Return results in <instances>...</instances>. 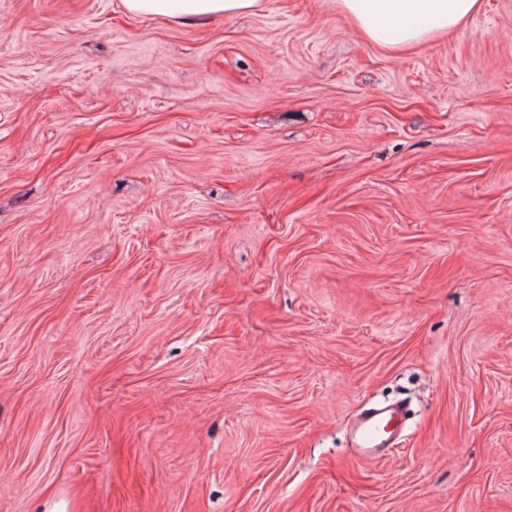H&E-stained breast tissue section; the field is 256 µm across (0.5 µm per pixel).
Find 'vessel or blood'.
<instances>
[{
  "label": "vessel or blood",
  "instance_id": "1",
  "mask_svg": "<svg viewBox=\"0 0 512 512\" xmlns=\"http://www.w3.org/2000/svg\"><path fill=\"white\" fill-rule=\"evenodd\" d=\"M404 412L394 405L372 408L358 416L350 429L351 446L365 461L383 458L385 452L398 446Z\"/></svg>",
  "mask_w": 512,
  "mask_h": 512
}]
</instances>
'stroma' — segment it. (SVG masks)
<instances>
[{
	"label": "stroma",
	"instance_id": "obj_1",
	"mask_svg": "<svg viewBox=\"0 0 512 512\" xmlns=\"http://www.w3.org/2000/svg\"><path fill=\"white\" fill-rule=\"evenodd\" d=\"M0 512H512V0H0ZM133 16H159L188 24H205L217 15L252 14L265 0H122ZM481 0H336L369 41L399 51L456 30ZM404 411L398 406H378L366 415H359L350 429L351 447L365 461H374L399 445Z\"/></svg>",
	"mask_w": 512,
	"mask_h": 512
}]
</instances>
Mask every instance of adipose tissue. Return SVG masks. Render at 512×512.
I'll list each match as a JSON object with an SVG mask.
<instances>
[{
	"mask_svg": "<svg viewBox=\"0 0 512 512\" xmlns=\"http://www.w3.org/2000/svg\"><path fill=\"white\" fill-rule=\"evenodd\" d=\"M134 16H159L204 24L217 15L252 14L265 0H122ZM369 41L399 51L456 30L481 0H336Z\"/></svg>",
	"mask_w": 512,
	"mask_h": 512,
	"instance_id": "1",
	"label": "adipose tissue"
}]
</instances>
